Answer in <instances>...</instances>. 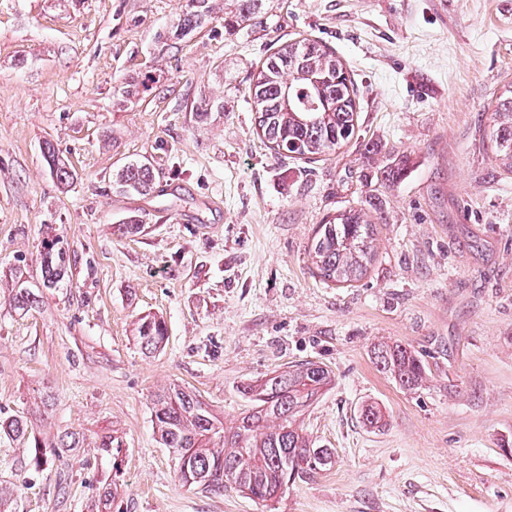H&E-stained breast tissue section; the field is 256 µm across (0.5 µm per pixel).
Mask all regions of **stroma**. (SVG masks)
<instances>
[{"mask_svg": "<svg viewBox=\"0 0 512 512\" xmlns=\"http://www.w3.org/2000/svg\"><path fill=\"white\" fill-rule=\"evenodd\" d=\"M209 6L184 34L189 0H0V271L25 268L39 297L17 312L0 281V411L35 434L0 438V486L16 512H100L109 487L112 512H512V169L491 140L512 85L504 0H264L256 27L225 24L234 0ZM302 38L357 90L354 137L312 161L262 141L247 95L257 63ZM133 161L154 169L150 194L114 184ZM352 207L379 223L344 288L308 247ZM51 238L70 256L59 288L42 282ZM148 313L167 326L153 354L134 340ZM381 343L423 357L418 388L378 369ZM306 361L334 375L301 418L330 469L268 502L180 482L156 392L193 391L230 427L243 383ZM367 403L382 428L362 425ZM70 432L79 447L35 471V441ZM109 435L115 460L97 451Z\"/></svg>", "mask_w": 512, "mask_h": 512, "instance_id": "obj_1", "label": "stroma"}]
</instances>
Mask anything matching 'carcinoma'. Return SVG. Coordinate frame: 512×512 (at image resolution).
Listing matches in <instances>:
<instances>
[{
    "mask_svg": "<svg viewBox=\"0 0 512 512\" xmlns=\"http://www.w3.org/2000/svg\"><path fill=\"white\" fill-rule=\"evenodd\" d=\"M194 10L181 23L189 29L209 14L208 0H191ZM236 23H263V0H237ZM248 95L256 106L258 127L279 156L310 160L334 151L355 133L356 91L349 72L336 54L322 43L301 39L280 44L253 76ZM493 137L502 160L512 167V86L493 106ZM45 160L61 184L72 171L53 150ZM125 192L148 194L154 189L153 168L129 163L116 175ZM376 222L364 209H349L319 225L309 253L320 277L333 284L351 286L360 281L374 259ZM66 250L48 241L41 272L43 286L56 288L67 272ZM14 309L30 311L38 303L27 287L21 267L10 269ZM136 341L144 353L165 344L167 329L160 318L138 320ZM374 359L382 372L401 386L413 389L426 374L421 357L402 344L379 345ZM332 383L331 372L316 362L273 371L241 386L252 406L230 429L195 393L173 385L152 399L155 424L161 440L178 463L181 480L205 492H222L230 485L262 502L280 494V488L332 466L328 448H313L302 434L300 417ZM27 421L19 416L0 417V436L23 439ZM76 438L61 446L35 447V467L45 469Z\"/></svg>",
    "mask_w": 512,
    "mask_h": 512,
    "instance_id": "1",
    "label": "carcinoma"
}]
</instances>
